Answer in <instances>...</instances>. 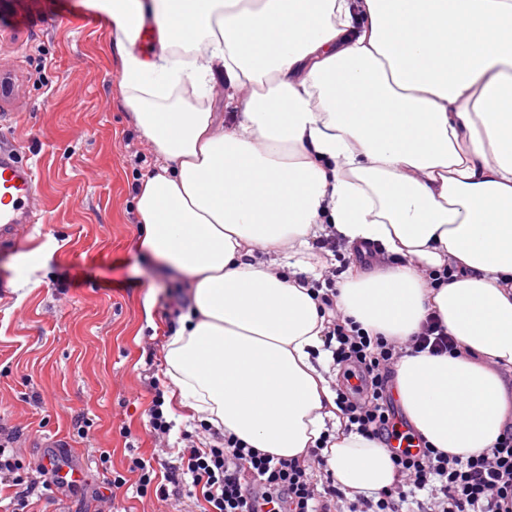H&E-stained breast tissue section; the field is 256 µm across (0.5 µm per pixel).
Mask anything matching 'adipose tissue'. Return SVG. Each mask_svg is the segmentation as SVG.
I'll return each instance as SVG.
<instances>
[{
    "mask_svg": "<svg viewBox=\"0 0 512 512\" xmlns=\"http://www.w3.org/2000/svg\"><path fill=\"white\" fill-rule=\"evenodd\" d=\"M85 2L158 158L134 205L139 249L187 284L164 355L181 405L277 458L324 442L346 493L397 482L327 379L308 258L333 237L386 259L337 283L344 317L405 345L433 315L457 343L395 366L416 433L492 448L512 413V0Z\"/></svg>",
    "mask_w": 512,
    "mask_h": 512,
    "instance_id": "adipose-tissue-1",
    "label": "adipose tissue"
}]
</instances>
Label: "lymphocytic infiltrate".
Instances as JSON below:
<instances>
[{
	"label": "lymphocytic infiltrate",
	"instance_id": "1",
	"mask_svg": "<svg viewBox=\"0 0 512 512\" xmlns=\"http://www.w3.org/2000/svg\"><path fill=\"white\" fill-rule=\"evenodd\" d=\"M320 302L333 314L325 340L332 343L333 360L346 380L336 398L345 428L386 445L402 436L415 442V449L393 451L392 460L405 486L430 490L436 512H512V426L490 453L464 460L416 441L414 434H400L390 397L400 357L395 343L335 316L334 293H323ZM16 441L13 433L0 436V486L13 491L0 512H29L31 499L52 489L51 482L27 476ZM129 470L138 476V492L163 497L173 486L202 499V512H335L343 498L331 479L315 490L304 461L255 451L219 432L208 447L178 449L165 476L140 456L132 458Z\"/></svg>",
	"mask_w": 512,
	"mask_h": 512
}]
</instances>
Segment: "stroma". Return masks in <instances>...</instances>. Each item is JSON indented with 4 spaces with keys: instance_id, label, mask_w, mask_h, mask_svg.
I'll use <instances>...</instances> for the list:
<instances>
[{
    "instance_id": "35a3bbf8",
    "label": "stroma",
    "mask_w": 512,
    "mask_h": 512,
    "mask_svg": "<svg viewBox=\"0 0 512 512\" xmlns=\"http://www.w3.org/2000/svg\"><path fill=\"white\" fill-rule=\"evenodd\" d=\"M120 62L102 19L81 0H0V138L36 161L41 215L0 242V433L18 435L31 476L45 448H69L76 484L33 512H100L99 449L126 472L133 454L173 462L181 432L204 437L164 374V346L186 285L136 249L138 182L157 158L117 93ZM39 284H21L19 254L47 240ZM153 293L152 319L143 299ZM160 388L178 433L151 434L146 409ZM116 512H196L191 498L117 490Z\"/></svg>"
}]
</instances>
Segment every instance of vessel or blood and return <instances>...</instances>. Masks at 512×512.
I'll return each instance as SVG.
<instances>
[{
  "label": "vessel or blood",
  "instance_id": "1",
  "mask_svg": "<svg viewBox=\"0 0 512 512\" xmlns=\"http://www.w3.org/2000/svg\"><path fill=\"white\" fill-rule=\"evenodd\" d=\"M37 220V172L28 155L0 144V237H12L20 225Z\"/></svg>",
  "mask_w": 512,
  "mask_h": 512
}]
</instances>
